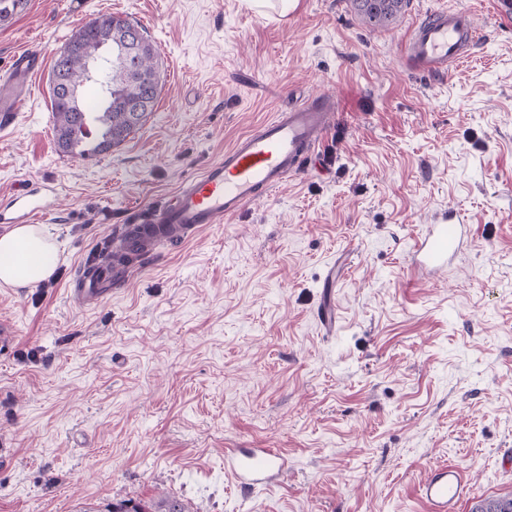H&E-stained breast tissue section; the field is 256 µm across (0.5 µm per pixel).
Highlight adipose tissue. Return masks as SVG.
I'll return each mask as SVG.
<instances>
[{
	"label": "adipose tissue",
	"instance_id": "ef3b65f1",
	"mask_svg": "<svg viewBox=\"0 0 512 512\" xmlns=\"http://www.w3.org/2000/svg\"><path fill=\"white\" fill-rule=\"evenodd\" d=\"M56 246L35 224H21L0 236V286L29 287L51 276Z\"/></svg>",
	"mask_w": 512,
	"mask_h": 512
}]
</instances>
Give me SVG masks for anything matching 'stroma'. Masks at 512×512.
Segmentation results:
<instances>
[{"mask_svg":"<svg viewBox=\"0 0 512 512\" xmlns=\"http://www.w3.org/2000/svg\"><path fill=\"white\" fill-rule=\"evenodd\" d=\"M495 0H410L371 29L350 0H26L0 22V77L47 67L0 137V205L34 191L59 247L52 275L0 287V512H77L167 491L194 512H427L430 464L464 469L462 512L512 494V23ZM473 12L483 38L421 76L407 34L436 8ZM140 24L158 51L143 125L90 159L55 142L48 67L86 21ZM332 95L312 161L237 217L130 270L97 305L68 283L115 226L149 212L280 107ZM462 212L471 243L426 279L412 238ZM335 280H327L328 272ZM336 311L325 334L318 313ZM228 448L288 468L244 491ZM43 62V56L37 48L16 55L11 64V80L27 81L30 75L41 69Z\"/></svg>","mask_w":512,"mask_h":512,"instance_id":"1","label":"stroma"}]
</instances>
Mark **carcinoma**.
Returning <instances> with one entry per match:
<instances>
[{
	"label": "carcinoma",
	"mask_w": 512,
	"mask_h": 512,
	"mask_svg": "<svg viewBox=\"0 0 512 512\" xmlns=\"http://www.w3.org/2000/svg\"><path fill=\"white\" fill-rule=\"evenodd\" d=\"M409 0H352V6L362 22L369 26H382L399 16ZM132 22L112 15H100L77 30L72 38L81 42L80 51L55 59L52 74L73 85L86 81L85 59L96 55L101 46L121 37L122 25ZM142 43L137 54L138 65L144 68L139 79L127 67L114 65L107 70L103 80L112 95V111L97 112L95 106L83 107L75 101L50 89L51 109L54 118V132L58 148L74 157L89 158L100 155L120 145L137 130L153 111L158 90H152L146 83H158L154 63L156 49L147 35H141ZM148 98L149 106L142 112H129L127 104L138 98ZM80 512H193L183 500L161 496L150 502L132 500L114 502L104 509L88 507ZM475 512H512V496L483 500Z\"/></svg>",
	"instance_id": "carcinoma-1"
}]
</instances>
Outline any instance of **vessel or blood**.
Segmentation results:
<instances>
[{"mask_svg": "<svg viewBox=\"0 0 512 512\" xmlns=\"http://www.w3.org/2000/svg\"><path fill=\"white\" fill-rule=\"evenodd\" d=\"M479 43V31L470 11L451 8L434 12L412 29L406 61L418 72L434 75L469 57ZM43 56L31 49L14 57L11 77L25 80L40 70ZM331 98L317 95L301 105L281 110L237 139L223 158L184 180L171 198L151 210L143 221L156 229H173L182 240L193 239L206 224H219L241 214L245 207L280 187L311 160L334 119ZM49 210L41 199L19 194L0 210V229L46 220ZM467 226L451 211L425 225L409 247L411 267L421 276L441 275L462 251ZM127 270L104 263L94 255L80 268L69 291L76 301L95 304L124 285ZM287 458L270 448H228L224 473L244 490L265 486L280 478ZM473 488L464 471L442 463L431 467L419 487L427 512H460Z\"/></svg>", "mask_w": 512, "mask_h": 512, "instance_id": "1", "label": "vessel or blood"}]
</instances>
